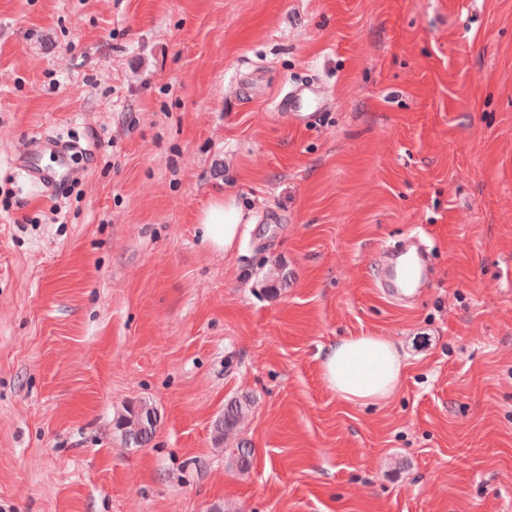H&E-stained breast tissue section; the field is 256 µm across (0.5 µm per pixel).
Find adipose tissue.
<instances>
[{
	"instance_id": "obj_1",
	"label": "adipose tissue",
	"mask_w": 512,
	"mask_h": 512,
	"mask_svg": "<svg viewBox=\"0 0 512 512\" xmlns=\"http://www.w3.org/2000/svg\"><path fill=\"white\" fill-rule=\"evenodd\" d=\"M241 211L232 200L213 196L198 213L203 242L229 251L239 232ZM403 360L393 342L382 336H348L330 345L320 370L327 387L344 403L364 406L389 399L396 391Z\"/></svg>"
}]
</instances>
